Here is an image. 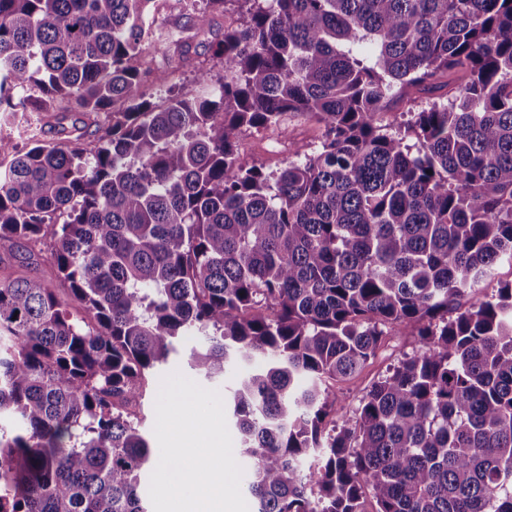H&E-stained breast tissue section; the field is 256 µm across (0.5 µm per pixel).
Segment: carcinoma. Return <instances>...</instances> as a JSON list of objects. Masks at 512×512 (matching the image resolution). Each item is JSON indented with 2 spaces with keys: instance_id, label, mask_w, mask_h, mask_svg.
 I'll return each instance as SVG.
<instances>
[{
  "instance_id": "obj_1",
  "label": "carcinoma",
  "mask_w": 512,
  "mask_h": 512,
  "mask_svg": "<svg viewBox=\"0 0 512 512\" xmlns=\"http://www.w3.org/2000/svg\"><path fill=\"white\" fill-rule=\"evenodd\" d=\"M174 0L201 31L230 0ZM240 23L160 104L157 0H0V263L43 240L68 284L0 279V512H149L139 406L194 333L191 366L248 371L230 401L253 512H512V0H235ZM394 132L395 96L433 93ZM288 114L321 149L270 171L247 129ZM415 139L408 144V138ZM417 328L422 347L351 425L328 387ZM512 281V264L505 261L498 264L491 278L486 280L479 288L477 296L483 298L495 294L497 289Z\"/></svg>"
}]
</instances>
